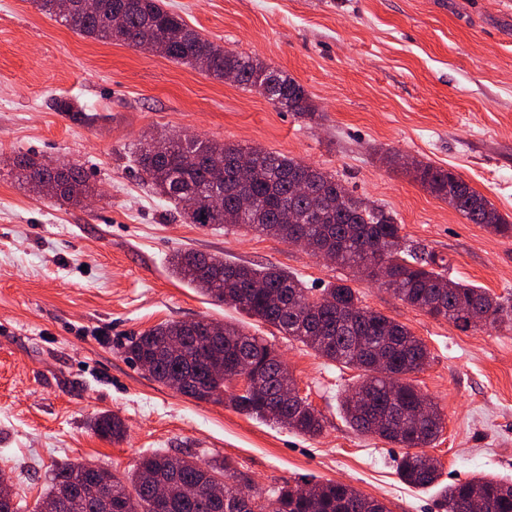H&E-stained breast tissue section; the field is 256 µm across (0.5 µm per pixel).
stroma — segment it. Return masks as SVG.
Returning a JSON list of instances; mask_svg holds the SVG:
<instances>
[{"label":"stroma","mask_w":512,"mask_h":512,"mask_svg":"<svg viewBox=\"0 0 512 512\" xmlns=\"http://www.w3.org/2000/svg\"><path fill=\"white\" fill-rule=\"evenodd\" d=\"M165 4L209 40L294 77L317 114L281 112L191 65L80 35L31 0H0V476L19 512H35L63 461L123 478L155 451L230 458L263 492L342 482L390 512H443L441 486L512 479V327L463 330L300 247L183 223L135 162L141 140L165 133L293 157L393 211L407 244L443 257L448 278L512 298V238L469 223L385 160L452 168L512 217V0ZM25 157L81 166L97 197L75 206L37 193L17 167ZM186 250L274 264L317 292L349 279L362 305L422 339L431 361L409 380L445 419L429 450L438 485L406 484L402 449L346 422L340 399L358 370L188 287L168 264ZM203 318L274 345L323 433L189 399L125 353L130 336ZM103 412L123 419V441L94 432Z\"/></svg>","instance_id":"obj_1"}]
</instances>
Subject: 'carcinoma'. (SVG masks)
<instances>
[{
    "instance_id": "carcinoma-1",
    "label": "carcinoma",
    "mask_w": 512,
    "mask_h": 512,
    "mask_svg": "<svg viewBox=\"0 0 512 512\" xmlns=\"http://www.w3.org/2000/svg\"><path fill=\"white\" fill-rule=\"evenodd\" d=\"M97 14L82 18L73 30L103 42L155 49L167 40L165 56L192 65L218 79L235 73V83L256 92L279 111L299 116L315 114L307 90L281 70L259 59L227 50L191 28L162 0H99ZM123 12V30L112 29V14ZM235 149L250 155L252 168L239 174L227 159L226 144L198 136L149 137L141 144L136 162L155 194L179 210L187 224L201 227L242 225L284 241L307 239L317 252L327 244L335 262L352 273L364 274L376 261L389 263L390 280L384 286L404 303L437 320L466 330L476 326L471 316L485 318L483 325L512 323V305L484 288L448 279L443 262L430 253L409 247L401 235L396 214L383 205L349 193L336 176L292 157L258 147ZM391 165L405 170L431 195L448 202L472 224L503 237L512 236V221L480 192L451 169L416 159L401 162L392 154ZM22 170L33 172L40 192L75 205L94 190L83 170L74 165L56 169L27 159ZM174 276L213 301L245 312L280 333L312 348L342 367L362 371L355 388L370 404L360 412L349 394L341 410L357 432L372 435L407 449L399 462L401 479L414 487L435 485L440 476L426 458L443 428L437 404L408 381L430 361L425 344L405 325L363 307L353 288L339 279L314 297L301 279L271 265L258 266L227 261L220 256L194 251L175 253L170 261ZM389 353L391 375L372 378L379 349ZM128 358L155 382L177 389L200 402H227L236 412L252 419L286 426L299 434L317 436L324 429L322 416L306 400H286L281 395L286 368L272 346L233 324L222 325L219 340L209 337L207 320L189 326L183 321L161 323L132 337ZM249 359L255 384L248 390L224 397L238 362ZM424 405L428 420L420 428L398 431L387 427L393 408ZM98 436L123 440L126 427L120 417L103 413L94 422ZM112 489V512H119L128 497L142 501L146 512L153 507V490L166 492L163 512H253L237 498V490L249 475L236 470L224 458L206 465L188 454H153L141 459L123 481L108 469L88 463L65 462L51 478L48 498L62 503L59 512H105L97 483ZM480 499L486 512H512V482L473 477L444 488L445 512H470L471 501ZM261 512H389L385 503L341 482H315L302 495L289 484L267 493Z\"/></svg>"
}]
</instances>
